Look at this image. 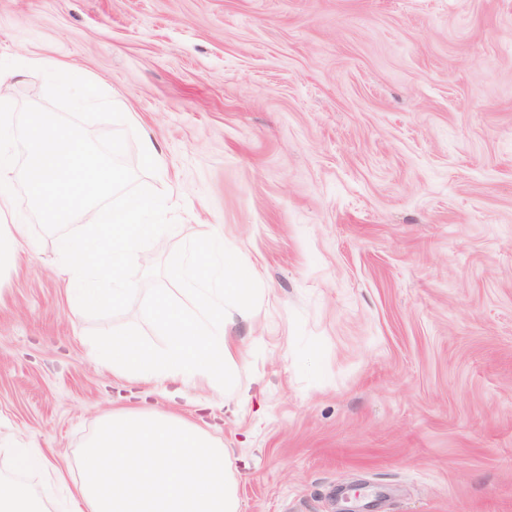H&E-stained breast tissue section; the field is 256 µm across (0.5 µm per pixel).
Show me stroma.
Returning <instances> with one entry per match:
<instances>
[{"instance_id":"stroma-1","label":"stroma","mask_w":512,"mask_h":512,"mask_svg":"<svg viewBox=\"0 0 512 512\" xmlns=\"http://www.w3.org/2000/svg\"><path fill=\"white\" fill-rule=\"evenodd\" d=\"M77 65L153 139L178 227L260 285L234 316L225 411L207 384L137 385L33 264L0 275V439L76 460L99 418L151 407L237 460L239 512H512V0H0V59Z\"/></svg>"}]
</instances>
